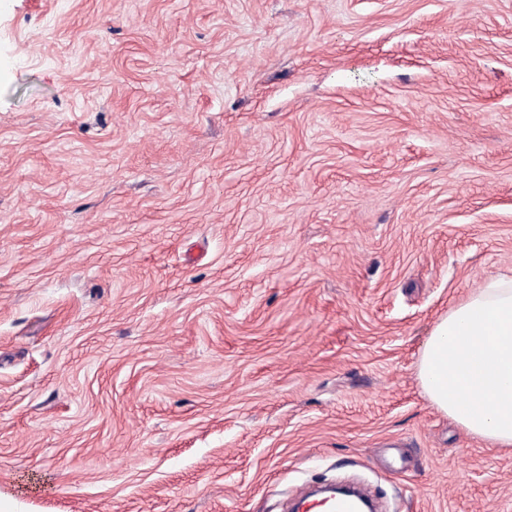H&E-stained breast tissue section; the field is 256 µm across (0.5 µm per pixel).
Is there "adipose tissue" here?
<instances>
[{
  "mask_svg": "<svg viewBox=\"0 0 512 512\" xmlns=\"http://www.w3.org/2000/svg\"><path fill=\"white\" fill-rule=\"evenodd\" d=\"M417 378L467 436L512 447V278L488 279L449 308L422 348Z\"/></svg>",
  "mask_w": 512,
  "mask_h": 512,
  "instance_id": "1",
  "label": "adipose tissue"
}]
</instances>
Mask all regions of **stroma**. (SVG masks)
I'll return each instance as SVG.
<instances>
[{"label":"stroma","mask_w":512,"mask_h":512,"mask_svg":"<svg viewBox=\"0 0 512 512\" xmlns=\"http://www.w3.org/2000/svg\"><path fill=\"white\" fill-rule=\"evenodd\" d=\"M512 277V0H0L11 512H512L424 395Z\"/></svg>","instance_id":"35a3bbf8"}]
</instances>
